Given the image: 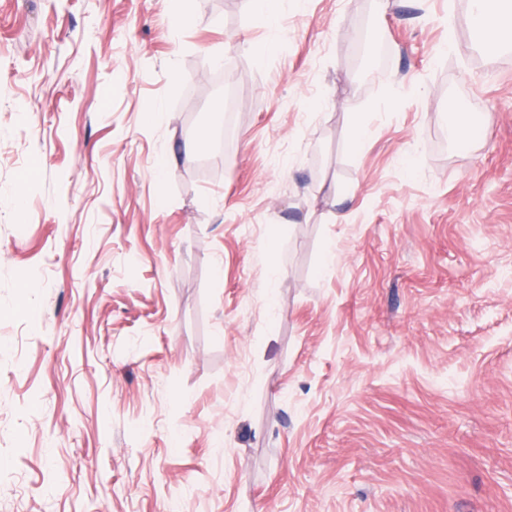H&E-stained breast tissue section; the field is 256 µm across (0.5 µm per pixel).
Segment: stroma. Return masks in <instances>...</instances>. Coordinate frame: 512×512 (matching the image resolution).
<instances>
[{"label": "stroma", "instance_id": "obj_1", "mask_svg": "<svg viewBox=\"0 0 512 512\" xmlns=\"http://www.w3.org/2000/svg\"><path fill=\"white\" fill-rule=\"evenodd\" d=\"M267 36L0 0V512H512V47L468 0Z\"/></svg>", "mask_w": 512, "mask_h": 512}]
</instances>
